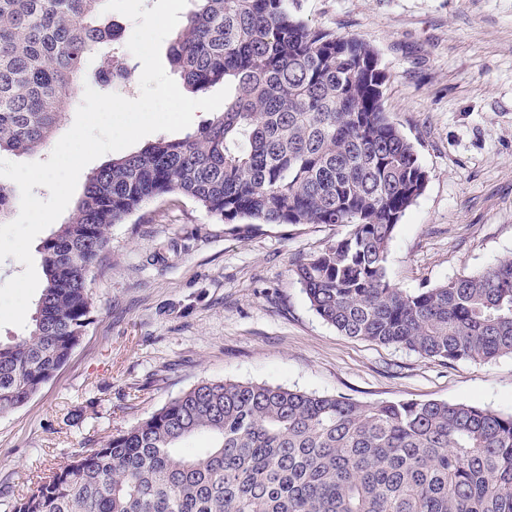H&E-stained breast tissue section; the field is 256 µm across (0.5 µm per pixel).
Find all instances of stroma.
<instances>
[{"label": "stroma", "instance_id": "stroma-1", "mask_svg": "<svg viewBox=\"0 0 512 512\" xmlns=\"http://www.w3.org/2000/svg\"><path fill=\"white\" fill-rule=\"evenodd\" d=\"M316 27L373 46L385 106L429 175L387 275L414 292L512 252V0H297ZM348 226L227 224L171 194L114 225L91 274L92 321L68 361L0 414V500L203 381L372 403L512 412V355L448 363L350 338L311 309L295 265Z\"/></svg>", "mask_w": 512, "mask_h": 512}]
</instances>
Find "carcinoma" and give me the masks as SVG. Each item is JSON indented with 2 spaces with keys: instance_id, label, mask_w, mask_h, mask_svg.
<instances>
[{
  "instance_id": "cac0c4a2",
  "label": "carcinoma",
  "mask_w": 512,
  "mask_h": 512,
  "mask_svg": "<svg viewBox=\"0 0 512 512\" xmlns=\"http://www.w3.org/2000/svg\"><path fill=\"white\" fill-rule=\"evenodd\" d=\"M191 2L170 62L191 93L230 88L224 110L88 176L43 243L28 332L0 343V413L79 345L112 225L172 193L226 224L349 226L296 265L311 308L345 336L450 362L511 355V254L412 293L387 278L389 244L427 172L386 112L376 50L311 26L288 0ZM104 3L0 0V154L46 146L90 56L96 74L129 84L137 64ZM15 205L0 183V219ZM9 512H512V413L202 382L74 452Z\"/></svg>"
}]
</instances>
